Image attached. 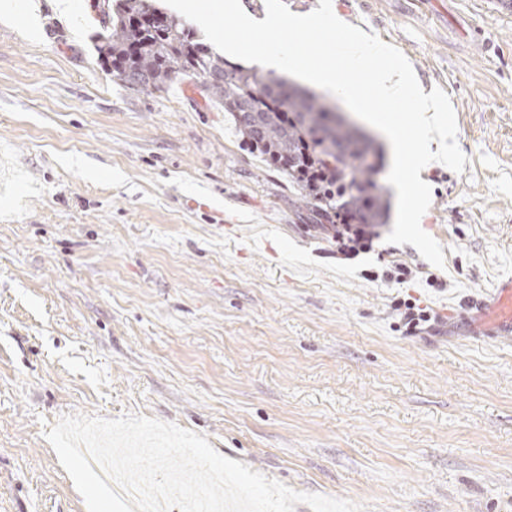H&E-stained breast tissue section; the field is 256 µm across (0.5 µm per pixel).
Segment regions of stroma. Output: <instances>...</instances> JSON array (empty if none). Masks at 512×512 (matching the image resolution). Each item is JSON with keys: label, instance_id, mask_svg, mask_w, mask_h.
<instances>
[{"label": "stroma", "instance_id": "35a3bbf8", "mask_svg": "<svg viewBox=\"0 0 512 512\" xmlns=\"http://www.w3.org/2000/svg\"><path fill=\"white\" fill-rule=\"evenodd\" d=\"M71 3L0 19V512H87L44 436L74 413L365 512H512V342L460 332L512 273V0H332L451 100L464 171L420 174L441 268L388 224L337 260L200 79L127 90Z\"/></svg>", "mask_w": 512, "mask_h": 512}]
</instances>
